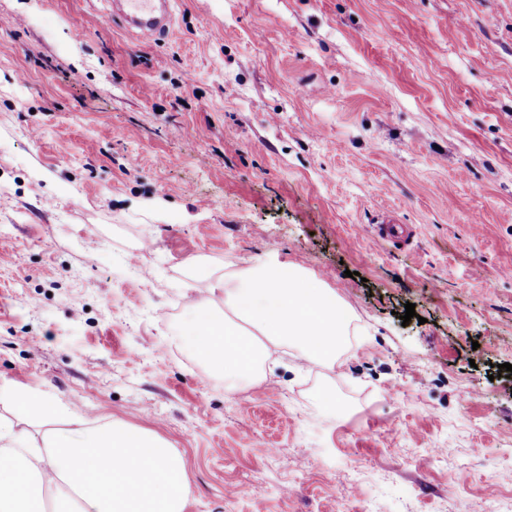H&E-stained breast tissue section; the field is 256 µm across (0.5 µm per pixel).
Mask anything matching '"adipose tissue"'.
<instances>
[{
    "mask_svg": "<svg viewBox=\"0 0 512 512\" xmlns=\"http://www.w3.org/2000/svg\"><path fill=\"white\" fill-rule=\"evenodd\" d=\"M211 295L191 300L197 313L185 336L228 389L257 380L269 347L298 359L334 365L351 319L315 274L277 261L236 274L204 271ZM221 296L234 320L210 307ZM0 512H184L189 479L183 459L145 429L81 415L49 393L0 386Z\"/></svg>",
    "mask_w": 512,
    "mask_h": 512,
    "instance_id": "1",
    "label": "adipose tissue"
}]
</instances>
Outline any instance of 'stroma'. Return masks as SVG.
<instances>
[{"label": "stroma", "instance_id": "stroma-1", "mask_svg": "<svg viewBox=\"0 0 512 512\" xmlns=\"http://www.w3.org/2000/svg\"><path fill=\"white\" fill-rule=\"evenodd\" d=\"M273 258L359 333L230 392L180 342L189 271ZM503 363L512 0H176L160 41L0 0V385L155 432L185 512H512Z\"/></svg>", "mask_w": 512, "mask_h": 512}]
</instances>
